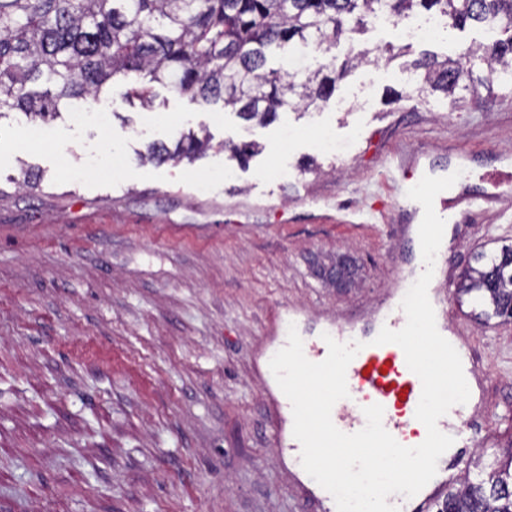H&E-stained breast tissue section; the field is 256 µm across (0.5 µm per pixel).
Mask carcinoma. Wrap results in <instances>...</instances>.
Listing matches in <instances>:
<instances>
[{
  "instance_id": "carcinoma-1",
  "label": "carcinoma",
  "mask_w": 512,
  "mask_h": 512,
  "mask_svg": "<svg viewBox=\"0 0 512 512\" xmlns=\"http://www.w3.org/2000/svg\"><path fill=\"white\" fill-rule=\"evenodd\" d=\"M422 9L451 28L478 25L499 38L467 51L469 68L424 55L412 63L416 92L454 104L462 89L490 98L512 82V0H0V111L57 118L70 101L99 99L112 81L130 82L126 101L148 107L155 84L202 102L221 99L264 125L286 107L304 111L329 100L367 52L309 67L268 66L271 49L300 57L354 41L382 15L399 21ZM487 65V72L479 66ZM210 138L190 133L153 143L142 158L194 162ZM459 276L458 297L479 308L482 325L512 321V243L481 251ZM488 478L466 477L438 512H512V444Z\"/></svg>"
}]
</instances>
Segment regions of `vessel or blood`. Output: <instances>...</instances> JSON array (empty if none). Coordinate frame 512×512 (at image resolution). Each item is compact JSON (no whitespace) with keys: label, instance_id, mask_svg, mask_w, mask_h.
Instances as JSON below:
<instances>
[{"label":"vessel or blood","instance_id":"1","mask_svg":"<svg viewBox=\"0 0 512 512\" xmlns=\"http://www.w3.org/2000/svg\"><path fill=\"white\" fill-rule=\"evenodd\" d=\"M475 180L481 185V192L472 194L446 191L438 194L434 208L446 223L459 224L466 209L473 203L486 205L498 203L500 198L512 192V167L490 164L474 171ZM412 278L399 279L387 301L381 307L377 321L379 326L393 330L401 329L406 315L400 304L412 285ZM428 296L435 311L436 326L458 352L463 372L473 388H482L483 371L473 346L472 331L464 322L452 319L445 298L436 290H429ZM326 338L316 339L304 350L310 361L319 362L326 358L327 338L348 343L358 340L355 322L326 325ZM346 380L350 394L349 401H338L334 424L346 433L361 430L366 419L363 409L372 404L384 408L383 425L402 445L414 447L426 438V428L415 417L422 384L416 374L407 366L403 350L395 344L369 345L361 349L349 364ZM462 405L453 406L438 421L441 432L454 439L453 445L440 457L435 477L415 496L406 498L399 494L389 496V504L398 512H430L435 502L442 499L458 482L459 463L466 448H469L480 434L465 415Z\"/></svg>","mask_w":512,"mask_h":512}]
</instances>
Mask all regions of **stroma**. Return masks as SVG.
Returning a JSON list of instances; mask_svg holds the SVG:
<instances>
[{
	"instance_id": "1",
	"label": "stroma",
	"mask_w": 512,
	"mask_h": 512,
	"mask_svg": "<svg viewBox=\"0 0 512 512\" xmlns=\"http://www.w3.org/2000/svg\"><path fill=\"white\" fill-rule=\"evenodd\" d=\"M490 39L442 23L406 42L371 25L333 47L369 60L327 102L265 126L164 86L132 108L119 79L102 124L90 99L35 141L28 116L1 115L0 512H298L263 394L280 317L301 308L315 326L378 303L406 223L388 167L417 182L451 147L512 163V91L423 103L383 48L454 58ZM203 129L214 148L194 163L138 157ZM252 141L244 164L220 149ZM26 168L38 189L18 188ZM456 233L455 276L512 240V199L471 207ZM474 342L489 462L512 442V323L476 326Z\"/></svg>"
}]
</instances>
